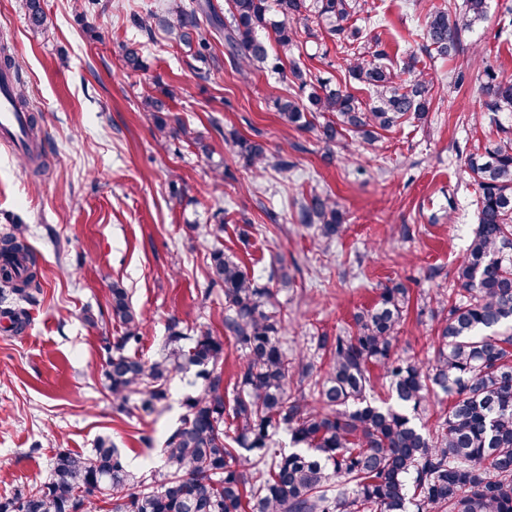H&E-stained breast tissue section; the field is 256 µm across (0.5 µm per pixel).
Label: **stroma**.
<instances>
[{
	"instance_id": "1",
	"label": "stroma",
	"mask_w": 512,
	"mask_h": 512,
	"mask_svg": "<svg viewBox=\"0 0 512 512\" xmlns=\"http://www.w3.org/2000/svg\"><path fill=\"white\" fill-rule=\"evenodd\" d=\"M40 2L46 22L34 29L25 0H0V37L22 69L49 163L32 175L17 148L0 140V233L27 225L40 282L34 301L16 305L22 328L0 317V497L40 485L57 452L89 451L102 436L127 449L132 466L163 473L155 445L194 395V375L168 381L154 411L113 409L102 375L104 341L121 333L112 285L126 288L143 315L138 356L155 359L171 320L188 334L207 327L223 335V290L201 299L217 248L264 277L287 266L293 283L273 307L290 351L313 354L318 336L343 333L382 287L401 282L411 306L397 352L433 360L435 324L421 299L455 286L478 214L465 161L497 138L471 51L480 46L486 63L512 78V26L503 23L512 0H489L462 52L445 59L423 49L427 17L444 0H368L358 25L380 35L391 60L413 51L437 83H463L452 98L433 101L425 120L371 145L349 137L333 148L316 129L282 125L274 101L298 96V88L267 70L241 79L223 38L210 35L209 65L163 27L142 32L136 19L161 0ZM130 43L141 50L137 71L120 61ZM169 89L170 111L186 131L160 139L141 100ZM237 136L283 151L292 171L255 175L232 146ZM326 192L345 217L327 254L313 228L299 224L296 206ZM218 222L219 238L198 235L197 225Z\"/></svg>"
}]
</instances>
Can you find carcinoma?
<instances>
[{
	"label": "carcinoma",
	"instance_id": "cac0c4a2",
	"mask_svg": "<svg viewBox=\"0 0 512 512\" xmlns=\"http://www.w3.org/2000/svg\"><path fill=\"white\" fill-rule=\"evenodd\" d=\"M367 0H227L222 15L210 0H165L158 12L137 20L143 31L157 24L196 59L211 45L201 19L224 34L237 72L274 71L289 64L292 83L306 102L280 98L283 124L303 128L307 114H328L321 139L335 144L351 133L365 143L380 130L430 112L435 83L411 53L387 61L381 41L350 21ZM28 21L46 17L40 0H26ZM487 0H462L428 16L427 46L439 57L460 51V35L486 17ZM277 46L269 59L263 36ZM336 38L346 61L343 81L331 87L296 60L299 37ZM483 105L512 119V79L483 68ZM364 90L371 102L355 94ZM143 111L155 112L160 137L181 126L161 117L165 100L148 95ZM484 155L466 161L478 191V224L456 266L455 300L437 294V351L425 365L397 355L399 326L410 305L402 283L381 288L378 303L353 318L345 335L322 336L315 354L288 352L281 319L270 310L273 289L262 286L239 262L212 252L210 284L224 287V336L199 329L189 336L169 326L158 357L129 354L142 340V318L127 289L112 286V320L123 335L105 346L112 404L126 408L138 398L151 412L167 397L165 382L195 370L200 387L186 402L179 424L159 449L166 473L135 470L124 450L100 437L86 453L60 451L49 478L28 492L0 498V512H512V129ZM37 120L28 115L22 158L38 175L47 167ZM237 153L257 171L293 168L261 142L238 138ZM300 223L314 228L324 249L343 231L339 203L313 194L298 205ZM39 270L17 226L0 236V291L33 298ZM240 349L243 363L231 391L224 389V340ZM377 366L388 379L395 405L374 404ZM454 397L437 424L421 427L416 416L431 397ZM288 431L298 450L270 446L272 434Z\"/></svg>",
	"mask_w": 512,
	"mask_h": 512
}]
</instances>
